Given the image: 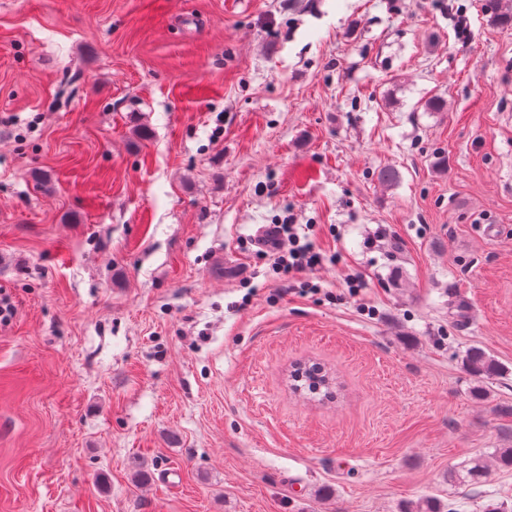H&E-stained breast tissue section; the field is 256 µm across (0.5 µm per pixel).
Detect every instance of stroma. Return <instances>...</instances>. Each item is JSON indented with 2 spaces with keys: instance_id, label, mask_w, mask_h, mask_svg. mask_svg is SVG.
<instances>
[{
  "instance_id": "obj_1",
  "label": "stroma",
  "mask_w": 512,
  "mask_h": 512,
  "mask_svg": "<svg viewBox=\"0 0 512 512\" xmlns=\"http://www.w3.org/2000/svg\"><path fill=\"white\" fill-rule=\"evenodd\" d=\"M487 3L0 0V512L512 508V468L463 479L512 448ZM282 222L318 294L257 255ZM472 345L507 369L478 399ZM308 359L334 399L289 389Z\"/></svg>"
}]
</instances>
